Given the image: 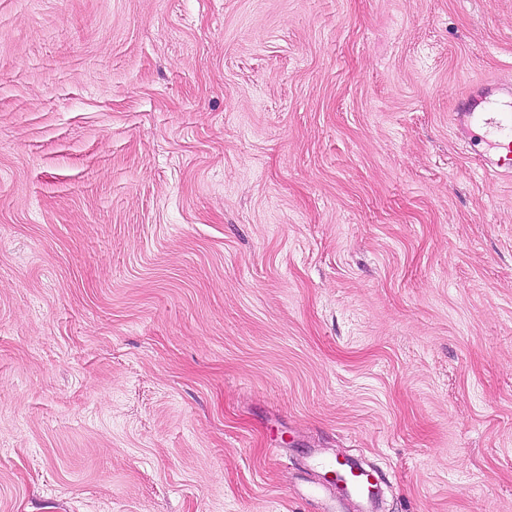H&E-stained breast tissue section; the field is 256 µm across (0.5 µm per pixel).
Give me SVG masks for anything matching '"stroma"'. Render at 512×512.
I'll list each match as a JSON object with an SVG mask.
<instances>
[{
    "mask_svg": "<svg viewBox=\"0 0 512 512\" xmlns=\"http://www.w3.org/2000/svg\"><path fill=\"white\" fill-rule=\"evenodd\" d=\"M484 78L512 0H0V512H512ZM329 472L335 474V480L331 483L339 491L338 494L324 484H320L315 490V493L321 494L323 491L326 493L329 500V507L325 512H335L336 505L340 506L341 497L344 495L355 496L370 500L374 493L371 489L374 488L375 475L374 472L366 468H356L352 465H343L341 462L336 461V467ZM341 484V486H339Z\"/></svg>",
    "mask_w": 512,
    "mask_h": 512,
    "instance_id": "stroma-1",
    "label": "stroma"
}]
</instances>
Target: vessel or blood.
Instances as JSON below:
<instances>
[{
  "label": "vessel or blood",
  "instance_id": "b4317fda",
  "mask_svg": "<svg viewBox=\"0 0 512 512\" xmlns=\"http://www.w3.org/2000/svg\"><path fill=\"white\" fill-rule=\"evenodd\" d=\"M504 88L494 80L477 83L475 92H467L457 98L451 120L456 127L479 130L483 140L493 150L492 157L483 165L486 171L499 177H512V110H504L500 102ZM335 487L326 488L329 505L325 512H335L342 496L372 498L375 475L365 468L339 464L334 469Z\"/></svg>",
  "mask_w": 512,
  "mask_h": 512
}]
</instances>
